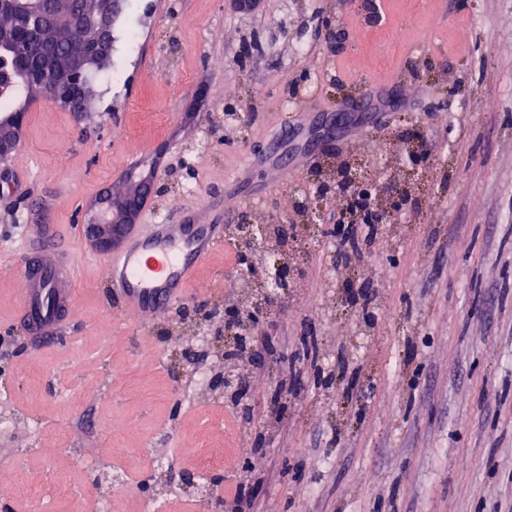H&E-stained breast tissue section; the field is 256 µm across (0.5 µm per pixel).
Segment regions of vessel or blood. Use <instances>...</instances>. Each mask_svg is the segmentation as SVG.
<instances>
[{
  "mask_svg": "<svg viewBox=\"0 0 512 512\" xmlns=\"http://www.w3.org/2000/svg\"><path fill=\"white\" fill-rule=\"evenodd\" d=\"M55 207L52 200L36 203L16 233L17 269L24 286L17 314L38 347L64 334L75 304L69 284L79 272L63 226L47 220ZM223 238L220 213L206 224L194 223L187 208L177 219L147 214L144 230L107 260L111 286L125 311H167L179 306L196 270Z\"/></svg>",
  "mask_w": 512,
  "mask_h": 512,
  "instance_id": "vessel-or-blood-1",
  "label": "vessel or blood"
}]
</instances>
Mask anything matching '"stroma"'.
Returning a JSON list of instances; mask_svg holds the SVG:
<instances>
[{
	"instance_id": "1",
	"label": "stroma",
	"mask_w": 512,
	"mask_h": 512,
	"mask_svg": "<svg viewBox=\"0 0 512 512\" xmlns=\"http://www.w3.org/2000/svg\"><path fill=\"white\" fill-rule=\"evenodd\" d=\"M377 2L372 23L368 0H259L249 14L230 0H127L91 115L28 94L0 182V506L204 512V498L248 477L250 512H512V0ZM329 72L346 88L378 81L370 111L336 135L337 161L374 160L384 142L371 185L402 189L419 172L420 206L348 266L335 237L299 222L303 272L271 312L273 347L293 359L312 331L318 352L274 424L275 369H253L235 403L217 381L224 308L253 302L233 243L200 268L184 309L126 313L83 225L132 170L160 187L144 203L158 215L215 198L232 225L242 212L255 224L292 214L291 186L310 175L292 160L324 148L310 106L337 102L308 88ZM405 133L430 144L420 166L398 152ZM253 153L267 167L225 186ZM48 197L81 271L67 333L36 348L15 317V234L31 200ZM349 285L374 292L371 318L345 306ZM341 369L364 396L313 380ZM195 448L223 449V486L182 484ZM157 456L176 461L162 483ZM30 484L40 501L16 496Z\"/></svg>"
}]
</instances>
